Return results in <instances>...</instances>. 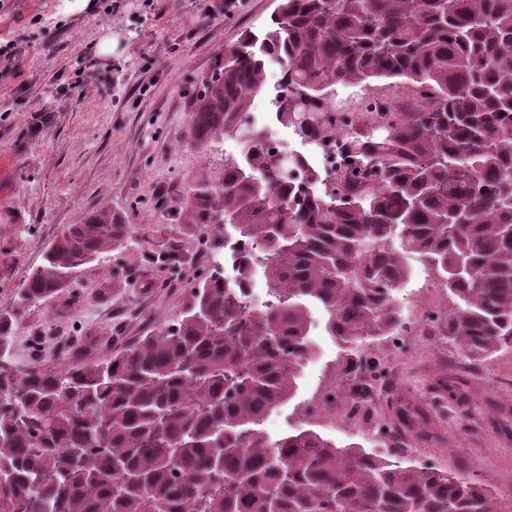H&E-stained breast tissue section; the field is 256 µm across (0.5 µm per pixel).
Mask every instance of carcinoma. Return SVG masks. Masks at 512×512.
<instances>
[{
	"label": "carcinoma",
	"mask_w": 512,
	"mask_h": 512,
	"mask_svg": "<svg viewBox=\"0 0 512 512\" xmlns=\"http://www.w3.org/2000/svg\"><path fill=\"white\" fill-rule=\"evenodd\" d=\"M273 61L275 120L303 143L336 136L338 85L366 112L385 88L425 97L366 134L346 126L349 163L330 177L246 120ZM191 128L203 150L240 147L184 188L178 217L234 228L235 277L214 262L178 320L103 363L0 365V512H502L470 477L263 424L315 354L309 305L357 353L400 323L415 257L446 284L457 354L512 348V0H279L202 82ZM124 231L103 210L68 227L0 312V344ZM258 268L260 303L245 294Z\"/></svg>",
	"instance_id": "1"
}]
</instances>
